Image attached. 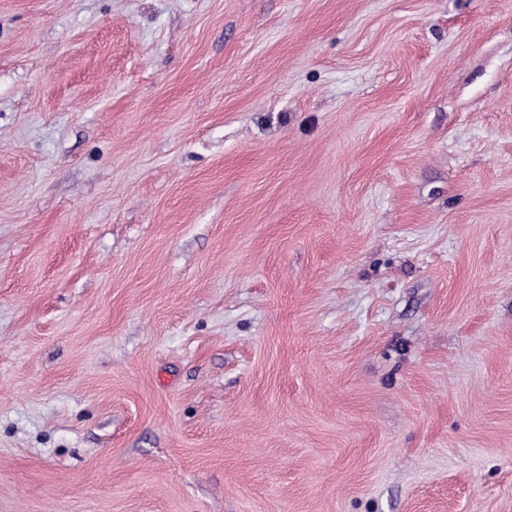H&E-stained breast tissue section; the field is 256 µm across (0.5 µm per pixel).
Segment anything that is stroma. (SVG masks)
Listing matches in <instances>:
<instances>
[{
	"mask_svg": "<svg viewBox=\"0 0 512 512\" xmlns=\"http://www.w3.org/2000/svg\"><path fill=\"white\" fill-rule=\"evenodd\" d=\"M0 512H512V0H0Z\"/></svg>",
	"mask_w": 512,
	"mask_h": 512,
	"instance_id": "obj_1",
	"label": "stroma"
}]
</instances>
